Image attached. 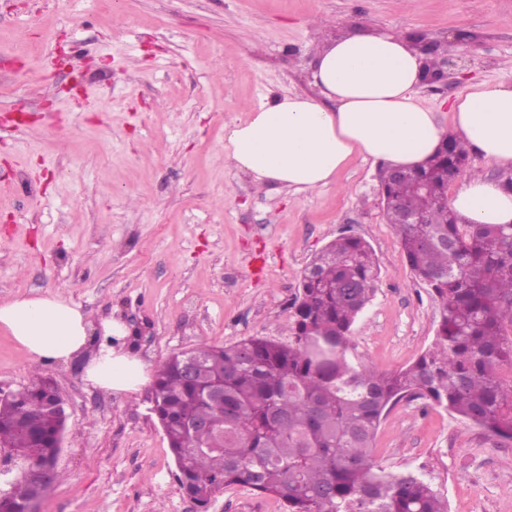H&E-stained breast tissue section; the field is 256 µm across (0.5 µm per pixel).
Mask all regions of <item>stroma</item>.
Returning <instances> with one entry per match:
<instances>
[{
  "label": "stroma",
  "mask_w": 512,
  "mask_h": 512,
  "mask_svg": "<svg viewBox=\"0 0 512 512\" xmlns=\"http://www.w3.org/2000/svg\"><path fill=\"white\" fill-rule=\"evenodd\" d=\"M392 29L453 43L446 83L417 102L451 127L467 83L512 84V0H0V54L38 77L0 86V302L60 293L158 372L173 353L249 336L288 338L312 257L339 234L366 239L380 266L352 329L359 361L392 372L433 342L439 314L411 271L380 197V166L355 158L314 192L255 188L224 160V127L274 95H316L315 51L336 31ZM86 69L80 95L51 67L58 41ZM86 357L36 364L0 329V396L50 377L66 427L37 512H196L167 439L134 394L94 388ZM377 463L427 464L450 512H512V442L404 400L382 421ZM207 512H283L227 488Z\"/></svg>",
  "instance_id": "obj_1"
}]
</instances>
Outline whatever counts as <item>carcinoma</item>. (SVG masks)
Returning a JSON list of instances; mask_svg holds the SVG:
<instances>
[{"label": "carcinoma", "mask_w": 512, "mask_h": 512, "mask_svg": "<svg viewBox=\"0 0 512 512\" xmlns=\"http://www.w3.org/2000/svg\"><path fill=\"white\" fill-rule=\"evenodd\" d=\"M431 60L448 53L410 36ZM469 150L451 136L427 160L430 196L413 177L381 179L385 215L416 278L440 314L432 345L397 372L351 358V329L372 299L380 269L371 245L343 235L305 268L292 304L288 342L250 336L230 346L203 344L171 355L158 371L151 412L199 512L232 485L278 498L285 512H448V496L431 473H393L374 459V439L389 409L425 398L449 414L512 440V225L459 224L435 206ZM427 213L426 224L400 216ZM193 356L201 376H185ZM48 380L0 397V443L34 448V472L0 484V512H25L60 478L55 471L64 412ZM196 420L206 426L190 430Z\"/></svg>", "instance_id": "1"}]
</instances>
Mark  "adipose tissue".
I'll return each instance as SVG.
<instances>
[{"label":"adipose tissue","instance_id":"1","mask_svg":"<svg viewBox=\"0 0 512 512\" xmlns=\"http://www.w3.org/2000/svg\"><path fill=\"white\" fill-rule=\"evenodd\" d=\"M422 56L401 33L336 34L314 55L318 94L275 96L224 128V155L257 185L313 192L335 182L358 156L419 167L443 142L435 112L416 102ZM454 135L485 161L512 170V85L474 82L451 106ZM449 208L462 224H512V185L466 177ZM0 327L36 363L68 361L89 344L82 310L57 294L0 302ZM103 341L85 368L93 386L138 392L146 363L123 343L120 321L102 322Z\"/></svg>","mask_w":512,"mask_h":512}]
</instances>
